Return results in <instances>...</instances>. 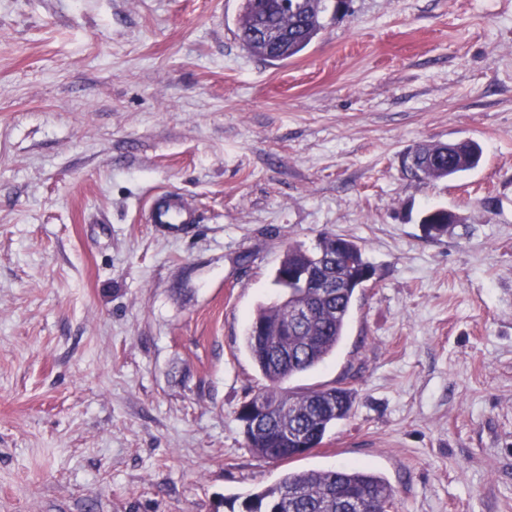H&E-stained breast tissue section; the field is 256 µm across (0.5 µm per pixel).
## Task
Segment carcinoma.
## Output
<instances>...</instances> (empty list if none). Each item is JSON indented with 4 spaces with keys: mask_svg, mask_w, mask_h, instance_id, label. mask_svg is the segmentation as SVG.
<instances>
[{
    "mask_svg": "<svg viewBox=\"0 0 512 512\" xmlns=\"http://www.w3.org/2000/svg\"><path fill=\"white\" fill-rule=\"evenodd\" d=\"M329 0H245L239 23V39L245 50L261 59H270L258 33L278 30L287 43L286 58L301 54L323 29V14ZM418 169L425 179H448L474 169L480 162V146L465 143L419 146L415 154ZM427 224L435 225L438 234L458 221L444 209L427 210ZM322 257L321 276L333 284L346 283L362 267H370L362 248L353 240L323 235L313 251L300 246L288 248L275 270L274 282L283 288V299L261 305L252 320L259 333L246 336L249 350L263 378L265 387L255 397L267 402L257 432L250 431L251 412L246 405L238 410L244 423L249 448L260 458L270 459L272 448H294L299 437L322 443L328 430L349 416L353 393L337 387L284 389L283 383L307 373L336 353L346 332L356 289L334 288L321 295L316 291L301 297L288 291V269L314 263ZM310 305L313 319L303 322L297 317L301 303ZM363 497L367 512H387L392 508L394 490L387 480L370 469L359 466L325 471H290L276 483L252 494L245 503L246 512H344L340 501L344 495Z\"/></svg>",
    "mask_w": 512,
    "mask_h": 512,
    "instance_id": "cac0c4a2",
    "label": "carcinoma"
}]
</instances>
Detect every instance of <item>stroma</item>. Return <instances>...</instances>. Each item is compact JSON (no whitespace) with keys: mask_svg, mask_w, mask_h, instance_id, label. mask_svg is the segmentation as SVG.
<instances>
[{"mask_svg":"<svg viewBox=\"0 0 512 512\" xmlns=\"http://www.w3.org/2000/svg\"><path fill=\"white\" fill-rule=\"evenodd\" d=\"M243 0H0V512H244L362 465L391 512H512V0H352L299 56ZM478 166L415 178L425 143ZM194 224H152L154 194ZM460 221L428 233L424 211ZM374 269L293 388L347 382L307 455L248 447L245 336L291 245Z\"/></svg>","mask_w":512,"mask_h":512,"instance_id":"35a3bbf8","label":"stroma"}]
</instances>
